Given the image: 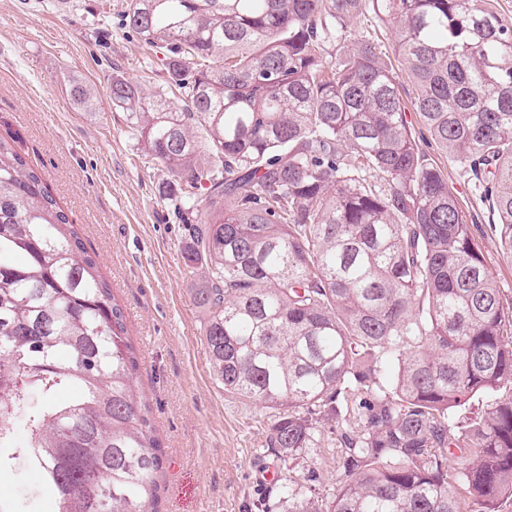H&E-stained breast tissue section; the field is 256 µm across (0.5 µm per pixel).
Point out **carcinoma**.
<instances>
[{
    "label": "carcinoma",
    "instance_id": "cac0c4a2",
    "mask_svg": "<svg viewBox=\"0 0 512 512\" xmlns=\"http://www.w3.org/2000/svg\"><path fill=\"white\" fill-rule=\"evenodd\" d=\"M369 10L512 257V25L487 0H129L181 104L119 76L112 104L200 213L183 258L206 270L213 377L274 413L285 462L334 424L336 493L319 503L290 475L286 512H503L512 391L461 411L512 383V303L419 146L397 70L370 38L345 47ZM70 97L96 94L75 80ZM126 333L69 215L0 139V470L38 472L55 512H156L164 450Z\"/></svg>",
    "mask_w": 512,
    "mask_h": 512
}]
</instances>
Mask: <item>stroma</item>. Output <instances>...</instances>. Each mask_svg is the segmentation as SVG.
I'll return each mask as SVG.
<instances>
[{"label":"stroma","mask_w":512,"mask_h":512,"mask_svg":"<svg viewBox=\"0 0 512 512\" xmlns=\"http://www.w3.org/2000/svg\"><path fill=\"white\" fill-rule=\"evenodd\" d=\"M126 5L111 0L112 18L103 26L101 0L57 8L46 0H0V138L43 174L124 311L138 382L165 451L155 477L157 512H262L280 497L279 482L266 481L265 471L288 472L267 446L271 414L225 394L213 378L196 282L182 258L188 215L164 198L166 169L145 159L110 98L116 75L172 96L158 54L125 27ZM75 79L94 88L91 108L73 105L68 88ZM421 146L443 170L489 272L511 301L512 260L486 204L456 159L432 140ZM337 454L334 435L326 434L296 470L312 471L320 500L336 491ZM0 505L53 512L37 474L21 466L0 472Z\"/></svg>","instance_id":"obj_1"}]
</instances>
